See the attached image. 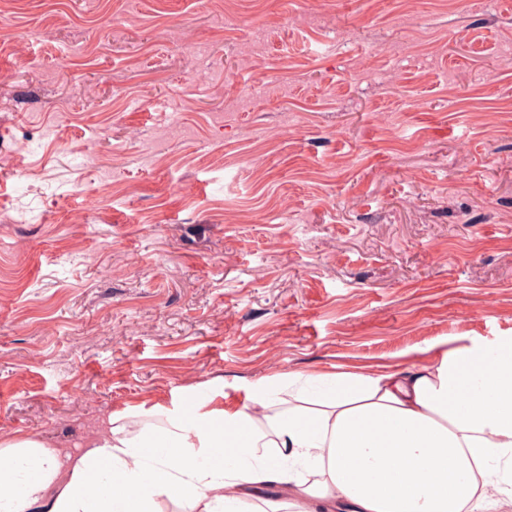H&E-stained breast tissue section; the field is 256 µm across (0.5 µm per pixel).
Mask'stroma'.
I'll return each mask as SVG.
<instances>
[{
	"instance_id": "obj_1",
	"label": "stroma",
	"mask_w": 512,
	"mask_h": 512,
	"mask_svg": "<svg viewBox=\"0 0 512 512\" xmlns=\"http://www.w3.org/2000/svg\"><path fill=\"white\" fill-rule=\"evenodd\" d=\"M508 44L512 0H0V439L512 336Z\"/></svg>"
}]
</instances>
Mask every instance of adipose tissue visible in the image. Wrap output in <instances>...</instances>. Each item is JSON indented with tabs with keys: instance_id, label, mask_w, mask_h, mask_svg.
I'll use <instances>...</instances> for the list:
<instances>
[{
	"instance_id": "ef3b65f1",
	"label": "adipose tissue",
	"mask_w": 512,
	"mask_h": 512,
	"mask_svg": "<svg viewBox=\"0 0 512 512\" xmlns=\"http://www.w3.org/2000/svg\"><path fill=\"white\" fill-rule=\"evenodd\" d=\"M377 371L279 374L106 412L77 451L0 440V512H497L512 498V336ZM271 484L281 496L262 495Z\"/></svg>"
}]
</instances>
